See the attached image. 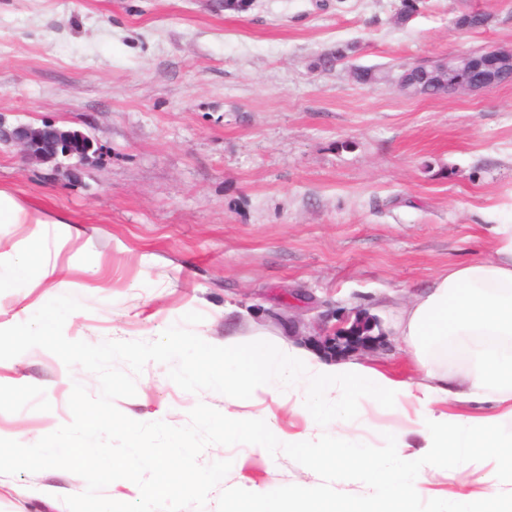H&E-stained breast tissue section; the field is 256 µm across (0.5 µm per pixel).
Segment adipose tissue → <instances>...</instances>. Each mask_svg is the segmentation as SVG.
Returning a JSON list of instances; mask_svg holds the SVG:
<instances>
[{"instance_id":"obj_1","label":"adipose tissue","mask_w":512,"mask_h":512,"mask_svg":"<svg viewBox=\"0 0 512 512\" xmlns=\"http://www.w3.org/2000/svg\"><path fill=\"white\" fill-rule=\"evenodd\" d=\"M406 353L426 383L390 379L375 370L342 361L324 362L302 349H266L226 340L205 372L218 392L227 393L224 418L217 427L225 440H245L253 449L287 446L307 465H326L338 473L360 471L382 488L379 497L320 505L304 485L271 495L250 493L225 512H419L425 470L408 455L411 438L427 450L431 470L456 467L482 453L512 468V224H501L485 258L438 276L402 308L395 324ZM294 390L296 406L310 422L333 435L329 446L299 439L282 442L274 415L252 419L232 409V395L262 391L278 396ZM384 409L418 404L410 426L386 436L389 458H373L366 443L347 432L350 410L361 398ZM489 401L508 405L506 414L451 418L436 412L438 403Z\"/></svg>"}]
</instances>
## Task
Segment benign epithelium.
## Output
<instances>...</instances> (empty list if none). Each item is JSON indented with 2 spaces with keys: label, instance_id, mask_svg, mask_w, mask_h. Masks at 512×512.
Segmentation results:
<instances>
[{
  "label": "benign epithelium",
  "instance_id": "obj_1",
  "mask_svg": "<svg viewBox=\"0 0 512 512\" xmlns=\"http://www.w3.org/2000/svg\"><path fill=\"white\" fill-rule=\"evenodd\" d=\"M430 66L448 70V87L457 91L489 89L512 79V52H458L432 62ZM409 74L410 68L405 67L390 81L399 92L415 96L418 89L411 86ZM9 139L26 158L70 159L84 156L91 148V142L86 136L51 124L41 127L19 126L12 131ZM369 332L368 325L357 320L344 333L326 338L323 346L332 353L345 348L363 350L372 342Z\"/></svg>",
  "mask_w": 512,
  "mask_h": 512
}]
</instances>
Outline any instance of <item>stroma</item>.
Returning <instances> with one entry per match:
<instances>
[{"instance_id": "obj_1", "label": "stroma", "mask_w": 512, "mask_h": 512, "mask_svg": "<svg viewBox=\"0 0 512 512\" xmlns=\"http://www.w3.org/2000/svg\"><path fill=\"white\" fill-rule=\"evenodd\" d=\"M401 0H0V125L54 124L94 148L73 174L0 142V189L52 216L40 231L0 224V249L40 234L67 268L53 295L78 297L67 339L152 341L189 312L193 330L223 345H294L322 355L324 336L371 323L369 350L343 358L396 380L422 381L392 323L448 269L485 257L496 224H512V82L439 97L361 84L351 66L400 71L451 52L512 50V0H424L395 24ZM471 11L487 26L456 27ZM355 45L349 63L317 59ZM43 288H0V326L16 325ZM97 377L35 347L0 362V438L25 445L70 423L74 383ZM135 396L116 407L139 422L179 427L212 391L181 390L147 363ZM284 436L328 442L270 396ZM352 432L375 458L396 418L367 398ZM231 460L203 512H224L255 489L304 484L320 502L367 500L377 484L310 467L282 448L207 446L198 461ZM86 483L62 469L0 475V512H67ZM469 491L512 498V473L489 457L429 477L420 503Z\"/></svg>"}]
</instances>
